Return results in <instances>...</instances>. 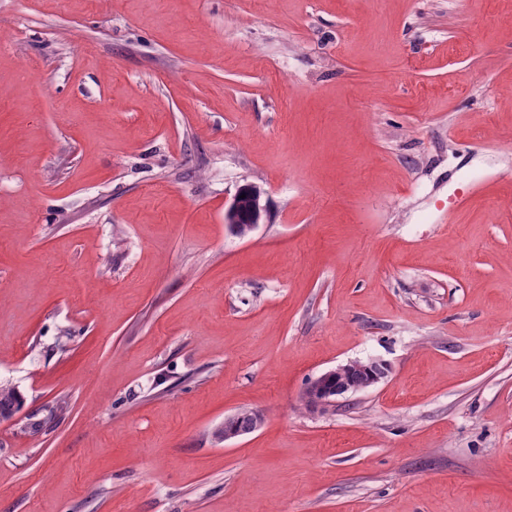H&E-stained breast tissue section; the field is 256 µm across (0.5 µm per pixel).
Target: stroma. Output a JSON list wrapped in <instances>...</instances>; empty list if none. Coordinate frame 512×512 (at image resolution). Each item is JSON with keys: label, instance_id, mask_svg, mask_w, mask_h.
Listing matches in <instances>:
<instances>
[{"label": "stroma", "instance_id": "1", "mask_svg": "<svg viewBox=\"0 0 512 512\" xmlns=\"http://www.w3.org/2000/svg\"><path fill=\"white\" fill-rule=\"evenodd\" d=\"M0 382V512H512V0H0ZM355 373L364 375L360 382H354ZM388 375V367L377 360L350 361L337 365L311 380L304 389L303 397L310 406L324 407L336 403V400L349 392L373 387L383 381ZM256 413L259 416V421L253 429H251V428L253 427V424H254V418L251 415V412L241 411V412H238L231 420V426L236 431L233 429H228L227 427L224 426V428L222 427V429L219 430V432H218L219 436H222L224 434V442H227L231 439H235L237 437H240V436H243V435H246V434H249V433L259 430L264 423V418L261 413H259V412H256ZM247 430H250V431H247ZM237 431H246V432H237Z\"/></svg>", "mask_w": 512, "mask_h": 512}]
</instances>
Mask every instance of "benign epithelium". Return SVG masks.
I'll return each mask as SVG.
<instances>
[{
	"instance_id": "obj_1",
	"label": "benign epithelium",
	"mask_w": 512,
	"mask_h": 512,
	"mask_svg": "<svg viewBox=\"0 0 512 512\" xmlns=\"http://www.w3.org/2000/svg\"><path fill=\"white\" fill-rule=\"evenodd\" d=\"M240 200V194H235L231 204L225 210L224 219L235 234L246 236L257 227V224L237 223L236 214L240 209ZM387 375L388 367L381 361H350L339 364L336 368L312 379L309 386L304 389L303 397L313 407H324L335 403L338 398L349 392L377 385Z\"/></svg>"
}]
</instances>
